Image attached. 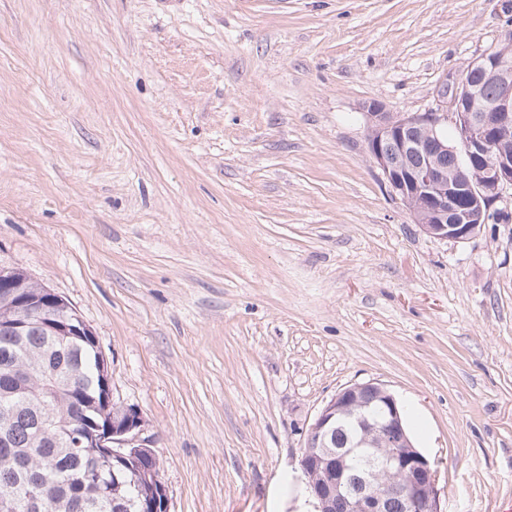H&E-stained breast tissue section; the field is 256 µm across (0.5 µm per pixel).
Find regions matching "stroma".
Instances as JSON below:
<instances>
[{
	"instance_id": "obj_1",
	"label": "stroma",
	"mask_w": 512,
	"mask_h": 512,
	"mask_svg": "<svg viewBox=\"0 0 512 512\" xmlns=\"http://www.w3.org/2000/svg\"><path fill=\"white\" fill-rule=\"evenodd\" d=\"M511 40L512 0H0V263L93 329L168 512H295L369 380L442 512H512V189L425 235L364 111Z\"/></svg>"
}]
</instances>
